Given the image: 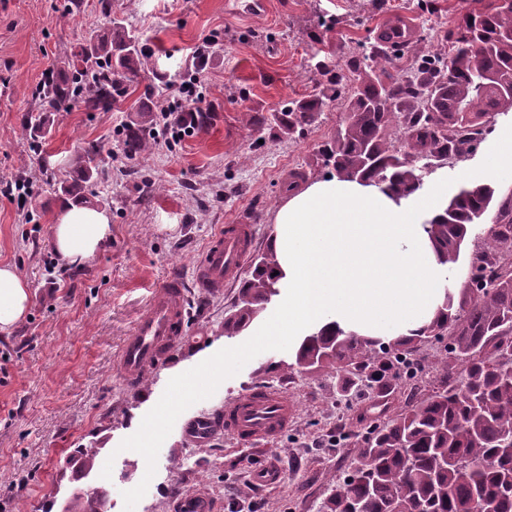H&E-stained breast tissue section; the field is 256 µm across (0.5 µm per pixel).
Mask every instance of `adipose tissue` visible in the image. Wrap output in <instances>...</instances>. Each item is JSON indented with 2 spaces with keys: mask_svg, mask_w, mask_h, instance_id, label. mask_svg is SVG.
I'll return each instance as SVG.
<instances>
[{
  "mask_svg": "<svg viewBox=\"0 0 512 512\" xmlns=\"http://www.w3.org/2000/svg\"><path fill=\"white\" fill-rule=\"evenodd\" d=\"M442 195L437 182L396 200L378 186L332 177L286 200L272 241L286 301L229 362L251 358L272 338L294 342L328 324L369 338L419 335L451 277L417 219L438 211ZM111 234L104 208L67 201L56 213L51 242L62 262L81 265ZM29 304L25 279L1 266L0 330L18 322Z\"/></svg>",
  "mask_w": 512,
  "mask_h": 512,
  "instance_id": "1",
  "label": "adipose tissue"
}]
</instances>
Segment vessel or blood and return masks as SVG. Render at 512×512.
Here are the masks:
<instances>
[{
  "label": "vessel or blood",
  "instance_id": "vessel-or-blood-1",
  "mask_svg": "<svg viewBox=\"0 0 512 512\" xmlns=\"http://www.w3.org/2000/svg\"><path fill=\"white\" fill-rule=\"evenodd\" d=\"M416 34V22L402 15L382 26L378 41L385 52H396L412 46ZM257 223V214L248 213L237 223L220 227L194 265L197 287L220 293L225 285L237 279L255 248ZM185 297L184 280L176 272L151 290L146 309L116 359L120 377L132 390L146 387L152 370L184 344ZM295 409V401L284 389L259 386L216 411L201 412L186 426L185 432L197 443L221 431L239 442L266 445L288 431Z\"/></svg>",
  "mask_w": 512,
  "mask_h": 512
}]
</instances>
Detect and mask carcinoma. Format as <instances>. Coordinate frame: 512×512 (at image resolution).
Segmentation results:
<instances>
[{"mask_svg": "<svg viewBox=\"0 0 512 512\" xmlns=\"http://www.w3.org/2000/svg\"><path fill=\"white\" fill-rule=\"evenodd\" d=\"M452 45L440 65L429 66L417 53L423 80V111H403L413 95L404 80L376 58L363 63L359 83L348 93L347 112L336 134L320 151L327 175L374 183L396 198L425 187L429 156L471 154L496 112L512 110L499 90L512 87V6L489 0L483 11L461 15L446 32ZM139 37L126 32L90 37L82 51L84 68L75 83L61 79L43 90L44 102L69 104L74 89L90 85L82 102L96 108L124 91L144 64ZM322 114V101H299L274 115L285 134L310 127ZM404 130V144L389 141V130ZM130 154L144 148L135 129L124 132ZM96 146L77 162V176L60 186L61 195L83 201L82 184L98 174ZM483 183L464 187L426 220L442 262L458 263L468 241V288L460 299L446 292L434 319L424 329L451 336L438 361L444 378L437 391L417 401L398 418L374 427L358 449L352 475L336 482L318 512H512V379L502 361L512 348V195ZM276 255L268 250L254 260L234 310L224 319V335L245 331L277 295ZM401 337L384 345L334 325L307 336L295 353L308 370L358 371L360 380L382 381V368ZM460 368L459 376L452 370ZM97 448H81L72 458L83 474L97 465Z\"/></svg>", "mask_w": 512, "mask_h": 512, "instance_id": "cac0c4a2", "label": "carcinoma"}]
</instances>
